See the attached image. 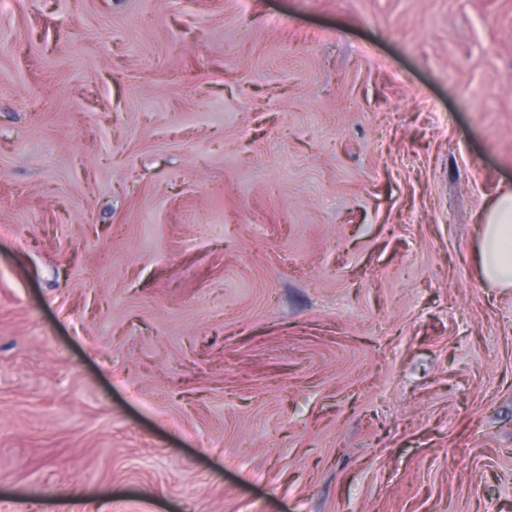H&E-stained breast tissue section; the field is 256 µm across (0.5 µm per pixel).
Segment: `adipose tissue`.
Instances as JSON below:
<instances>
[{
  "label": "adipose tissue",
  "mask_w": 512,
  "mask_h": 512,
  "mask_svg": "<svg viewBox=\"0 0 512 512\" xmlns=\"http://www.w3.org/2000/svg\"><path fill=\"white\" fill-rule=\"evenodd\" d=\"M476 254L485 282L512 288V190L501 193L484 212Z\"/></svg>",
  "instance_id": "ef3b65f1"
}]
</instances>
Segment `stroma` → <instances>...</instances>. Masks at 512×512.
<instances>
[{"label": "stroma", "mask_w": 512, "mask_h": 512, "mask_svg": "<svg viewBox=\"0 0 512 512\" xmlns=\"http://www.w3.org/2000/svg\"><path fill=\"white\" fill-rule=\"evenodd\" d=\"M512 0H0V512H512ZM476 247L483 280L496 288H512V190L501 193L481 218Z\"/></svg>", "instance_id": "stroma-1"}]
</instances>
